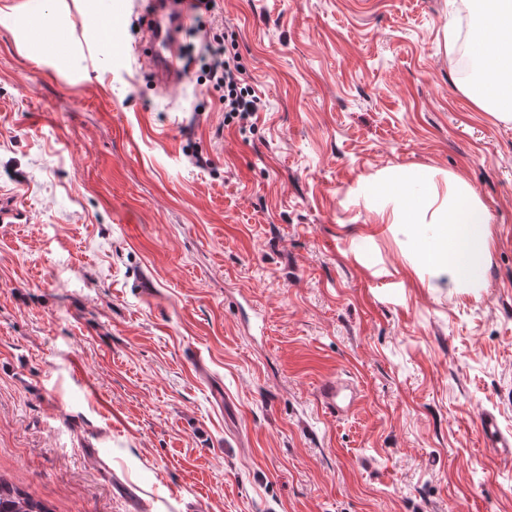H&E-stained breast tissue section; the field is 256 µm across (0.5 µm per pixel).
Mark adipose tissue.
Returning <instances> with one entry per match:
<instances>
[{"label":"adipose tissue","instance_id":"obj_1","mask_svg":"<svg viewBox=\"0 0 512 512\" xmlns=\"http://www.w3.org/2000/svg\"><path fill=\"white\" fill-rule=\"evenodd\" d=\"M469 55L485 81L472 92L475 105L512 121V0H490ZM371 207L375 223L406 224L417 264L429 279L459 292L481 287L490 258L491 216L462 176L437 180L413 168L384 175Z\"/></svg>","mask_w":512,"mask_h":512}]
</instances>
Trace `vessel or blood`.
Wrapping results in <instances>:
<instances>
[{
  "label": "vessel or blood",
  "mask_w": 512,
  "mask_h": 512,
  "mask_svg": "<svg viewBox=\"0 0 512 512\" xmlns=\"http://www.w3.org/2000/svg\"><path fill=\"white\" fill-rule=\"evenodd\" d=\"M189 0H147L143 10L147 58L158 86L181 84L185 73L174 38L187 14ZM357 394L351 385L327 380L318 387V400L329 414L341 417L352 408ZM480 436L486 450L497 458H512V437L501 432L495 414L484 413L479 424Z\"/></svg>",
  "instance_id": "vessel-or-blood-1"
}]
</instances>
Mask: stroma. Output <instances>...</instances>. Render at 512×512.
<instances>
[{"label": "stroma", "mask_w": 512, "mask_h": 512, "mask_svg": "<svg viewBox=\"0 0 512 512\" xmlns=\"http://www.w3.org/2000/svg\"><path fill=\"white\" fill-rule=\"evenodd\" d=\"M464 2L216 0L182 49L223 21L265 103L241 131L155 85L135 2L118 62L106 0H0V477L51 512H512L478 433L512 434V123L444 53ZM418 167L488 206L484 287L373 222L371 180ZM357 394L350 384L336 380H326L318 387V400L329 414L342 417L352 408Z\"/></svg>", "instance_id": "1"}]
</instances>
